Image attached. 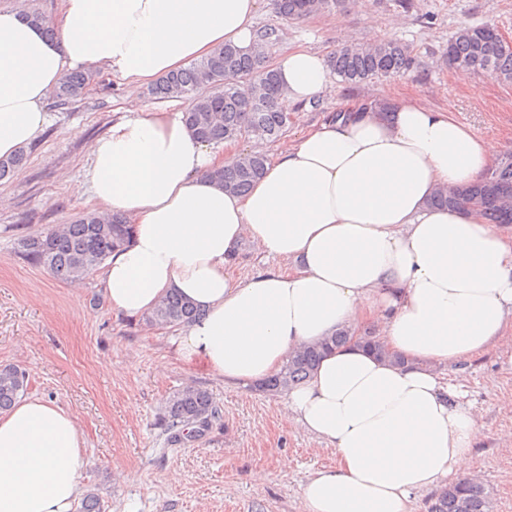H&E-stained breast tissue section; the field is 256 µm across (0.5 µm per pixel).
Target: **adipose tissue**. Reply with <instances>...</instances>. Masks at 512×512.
Listing matches in <instances>:
<instances>
[{
  "label": "adipose tissue",
  "mask_w": 512,
  "mask_h": 512,
  "mask_svg": "<svg viewBox=\"0 0 512 512\" xmlns=\"http://www.w3.org/2000/svg\"><path fill=\"white\" fill-rule=\"evenodd\" d=\"M258 0H60L54 38L0 10V157L36 138L65 69L148 85L227 44L257 41ZM286 99L330 83L325 58L275 65ZM246 192L211 171L210 148L174 107L132 109L89 146V193L134 233L103 265L112 311L135 318L179 291L203 311L176 350L229 385L257 383L289 353L371 323L402 364L358 343L332 350L288 394L292 418L333 448L302 488L305 512H408L412 493L473 479L482 433L439 372L497 345L512 324V233L478 209L433 208L441 186L479 179L501 146L451 112L401 98L308 122ZM291 264L234 276L243 240ZM73 415L39 398L0 414V512H73L86 467Z\"/></svg>",
  "instance_id": "adipose-tissue-1"
}]
</instances>
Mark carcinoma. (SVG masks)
I'll return each instance as SVG.
<instances>
[{"label":"carcinoma","mask_w":512,"mask_h":512,"mask_svg":"<svg viewBox=\"0 0 512 512\" xmlns=\"http://www.w3.org/2000/svg\"><path fill=\"white\" fill-rule=\"evenodd\" d=\"M344 0H270L276 14L286 20H303L338 7ZM448 63L512 81V50L501 46V34L491 24L465 25L448 42ZM331 69L347 84L410 72L415 57L409 45L384 40L374 46L346 44L329 57ZM94 80L91 71H65L55 89L56 103L69 104ZM161 98H188L186 125L208 144L236 142L242 138L276 141L286 132L285 96L275 71L264 65L259 46L241 49L225 45L190 66L163 77L152 88ZM26 162V152L0 159V180L11 177ZM266 154L254 151L211 173L224 188L247 191L264 172ZM436 208L481 209L492 224H512V152L502 156L480 180L464 187L440 189L432 197ZM132 225L118 213L89 212L76 216L60 230L29 235L19 240L22 254L62 281L81 280L96 271L112 251L128 243ZM201 317L188 299L174 290L150 311L146 320L160 327L185 328ZM351 339L344 329L328 340L288 355L279 371L257 383L258 390L279 394L307 381L324 355ZM362 345L374 355L400 361L379 337L366 331ZM27 391L25 375L10 366L0 367V412L9 410ZM218 414L210 393L187 386L167 401L163 421L168 441L180 444L201 435ZM428 512H494L493 497L480 482L465 481L435 494Z\"/></svg>","instance_id":"carcinoma-1"}]
</instances>
